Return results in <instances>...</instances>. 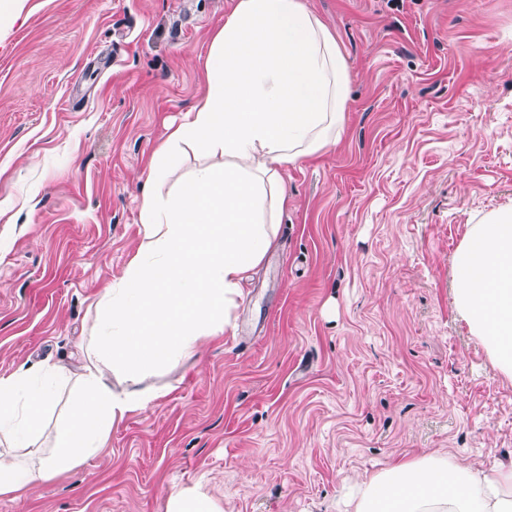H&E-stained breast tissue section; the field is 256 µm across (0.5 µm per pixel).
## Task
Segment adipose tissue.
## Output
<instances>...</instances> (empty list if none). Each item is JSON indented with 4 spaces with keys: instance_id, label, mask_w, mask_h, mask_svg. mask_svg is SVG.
<instances>
[{
    "instance_id": "1",
    "label": "adipose tissue",
    "mask_w": 512,
    "mask_h": 512,
    "mask_svg": "<svg viewBox=\"0 0 512 512\" xmlns=\"http://www.w3.org/2000/svg\"><path fill=\"white\" fill-rule=\"evenodd\" d=\"M205 92L155 152L143 187L140 243L96 302L78 368L0 377V497L102 452L112 427L161 397L160 366L237 329L245 273L260 264L288 206L287 168L336 146L348 100L336 37L303 0H236L204 64ZM204 156L167 194L179 145ZM456 303L498 369L512 376V209L473 225L455 258ZM76 385L51 453L15 463L48 422L57 381ZM351 512H512V467L485 473L427 455L381 470L352 492Z\"/></svg>"
}]
</instances>
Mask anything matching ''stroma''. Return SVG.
Here are the masks:
<instances>
[{
	"label": "stroma",
	"instance_id": "stroma-1",
	"mask_svg": "<svg viewBox=\"0 0 512 512\" xmlns=\"http://www.w3.org/2000/svg\"><path fill=\"white\" fill-rule=\"evenodd\" d=\"M335 33L339 144L284 174L235 335L33 487L27 512H342L397 460L512 464V378L456 307V253L512 208V0H305ZM235 0H23L0 24V376L76 367L141 238L143 182ZM166 512H221L202 484L193 488L173 487L168 494Z\"/></svg>",
	"mask_w": 512,
	"mask_h": 512
}]
</instances>
